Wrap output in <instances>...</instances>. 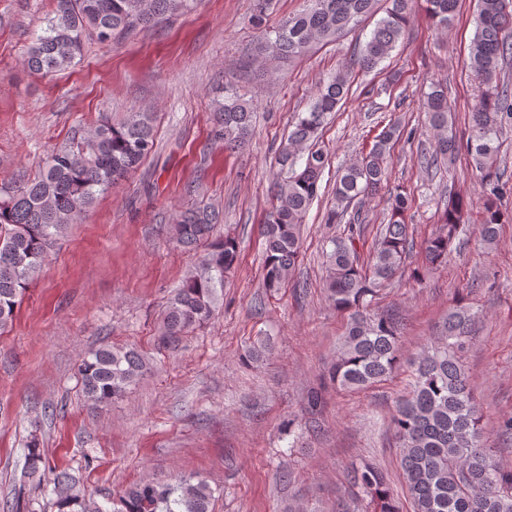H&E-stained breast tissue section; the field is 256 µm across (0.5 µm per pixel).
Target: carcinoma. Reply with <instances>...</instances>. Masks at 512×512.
I'll use <instances>...</instances> for the list:
<instances>
[{
  "mask_svg": "<svg viewBox=\"0 0 512 512\" xmlns=\"http://www.w3.org/2000/svg\"><path fill=\"white\" fill-rule=\"evenodd\" d=\"M197 0H51L40 32L26 45L22 65L52 77L78 64L84 43L123 41L142 29L154 28L194 8ZM413 0H389L385 16L376 21L369 38L359 44L352 65L377 68L405 36ZM432 23L451 24L458 0H423ZM475 32L466 67L483 85L471 111L467 154L479 172L487 199L483 206L481 239L492 244L504 223L495 200L512 186L499 159L501 133L512 122L507 105L509 86L497 82L502 61L512 56V0H475ZM274 0H251L258 25L270 15ZM377 14V0H303L293 16L262 30L257 52L267 60L286 61L307 52L316 42L335 41ZM350 68H341L319 82L306 111L278 150L280 172L274 184V203L260 224L265 250L263 287L277 292L292 278L301 256V224L318 197L326 155L315 147L328 114L336 111L349 90ZM423 111L432 139L421 156L429 169L458 150L452 129L447 84L430 82ZM252 103L233 86L215 103L212 137L224 150L246 148L253 136ZM399 125H386L372 147L344 168L333 189L330 224L343 229L329 239L324 288L338 309L350 312L347 334L338 348L330 379L347 389L364 390L389 377L399 362L398 319L389 313L368 316L378 293L401 273L413 249V231L406 222L411 199L397 192L391 198L387 224L375 238L367 263L358 246L364 228L347 218L350 206L374 195L386 180L393 141ZM154 115L129 112L118 122L105 116L89 130L47 152L32 178L0 182V330L12 323L17 305L36 279L57 239L69 225L135 171L154 151ZM467 202L450 198L437 231L426 240L425 260L436 265L448 260V246L459 232ZM218 212L196 208L175 218V243L188 251L202 250L198 267L190 272L169 302L159 342L178 346L188 331L214 316L218 289L234 270L239 255L236 241L216 237ZM474 321L472 306L459 302L448 311V334L424 350L409 393L400 399L392 423L401 448L402 477L410 512H512V467L501 463L486 447L474 385L463 361L466 339ZM145 362L133 349L100 346L81 356L79 376L85 396L104 406L122 396L143 374ZM46 464L37 443L25 454V474ZM350 481L371 512H404L386 477L370 464L350 469ZM57 512H212V491L202 479L184 477L175 483H137L112 498L105 509L74 495L73 478L59 472L53 481Z\"/></svg>",
  "mask_w": 512,
  "mask_h": 512,
  "instance_id": "1",
  "label": "carcinoma"
}]
</instances>
